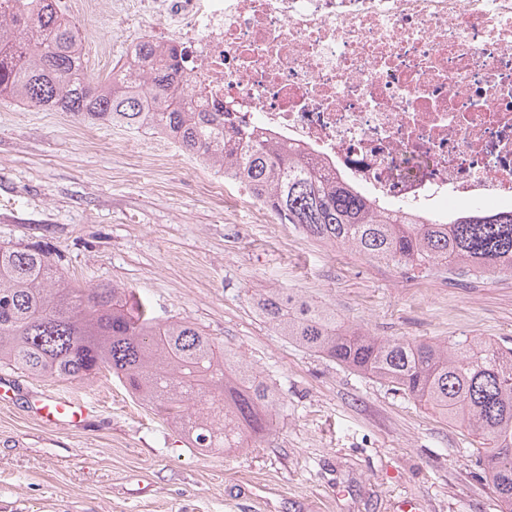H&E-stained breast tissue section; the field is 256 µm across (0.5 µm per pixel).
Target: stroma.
I'll return each instance as SVG.
<instances>
[{"label":"stroma","mask_w":512,"mask_h":512,"mask_svg":"<svg viewBox=\"0 0 512 512\" xmlns=\"http://www.w3.org/2000/svg\"><path fill=\"white\" fill-rule=\"evenodd\" d=\"M113 0L75 13L89 74L137 34ZM210 169L156 135L63 112L0 110V245L50 253L82 286L133 289L162 320L187 319L281 394L265 437L232 453L192 448L109 373L35 378L0 365V512H499L480 443L403 394L280 336L254 294L291 288L381 337L512 345V275L379 265L258 221ZM91 402L82 427L36 416L40 396Z\"/></svg>","instance_id":"stroma-1"}]
</instances>
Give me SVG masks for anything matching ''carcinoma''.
<instances>
[{
    "mask_svg": "<svg viewBox=\"0 0 512 512\" xmlns=\"http://www.w3.org/2000/svg\"><path fill=\"white\" fill-rule=\"evenodd\" d=\"M173 48L130 77H93L57 0L0 14V99L67 112L90 125L149 130L247 185L280 224L394 267L512 274V211H466L452 224L385 214L292 146L240 127L222 112H193L178 94ZM258 312L296 345L387 383L481 439L483 470L512 512V347L485 338L409 341L373 336L331 306L280 289L254 297ZM0 364L36 378L85 381L106 371L172 418L202 452L243 447L272 425L282 397L237 353L193 322L162 321L117 284L81 287L48 254L0 245Z\"/></svg>",
    "mask_w": 512,
    "mask_h": 512,
    "instance_id": "carcinoma-1",
    "label": "carcinoma"
}]
</instances>
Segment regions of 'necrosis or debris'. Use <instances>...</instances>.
I'll list each match as a JSON object with an SVG mask.
<instances>
[{"instance_id": "obj_1", "label": "necrosis or debris", "mask_w": 512, "mask_h": 512, "mask_svg": "<svg viewBox=\"0 0 512 512\" xmlns=\"http://www.w3.org/2000/svg\"><path fill=\"white\" fill-rule=\"evenodd\" d=\"M191 109L322 161L378 209H512V0H134Z\"/></svg>"}]
</instances>
